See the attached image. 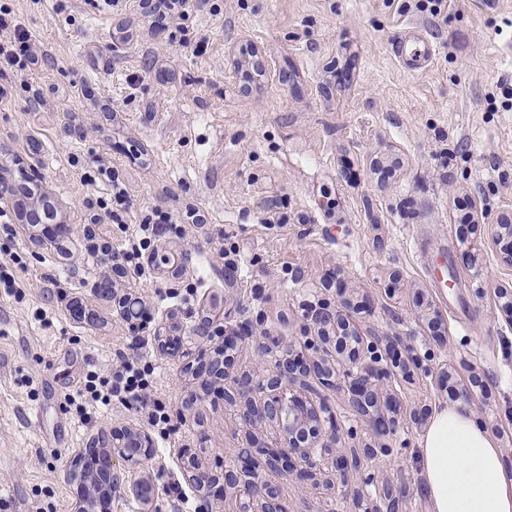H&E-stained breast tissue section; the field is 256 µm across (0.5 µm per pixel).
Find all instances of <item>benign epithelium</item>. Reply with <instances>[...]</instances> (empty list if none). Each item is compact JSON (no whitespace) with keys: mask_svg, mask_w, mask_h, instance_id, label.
<instances>
[{"mask_svg":"<svg viewBox=\"0 0 512 512\" xmlns=\"http://www.w3.org/2000/svg\"><path fill=\"white\" fill-rule=\"evenodd\" d=\"M0 201L19 205L29 221L42 223L39 213L40 201L17 200L18 181H34L37 168L13 153L7 144L0 145ZM75 235V227L64 220L43 223L36 238L42 245L54 247ZM193 253L182 249L163 258V264L172 274L189 267ZM310 320L317 328L314 340L306 341L309 349H319L334 343L347 350L354 364L348 371L353 392V407L360 415L369 414L368 404L374 402V382L384 374L381 367L383 356L378 343L369 336L359 335L351 318L350 304L343 301L340 306L316 308ZM194 335L205 342L214 337L224 338V351L213 356L203 354L204 373L213 382H224V400L234 402L249 399L256 390L270 393L260 407L251 406L245 420L253 424L270 420L278 424L279 435L275 446L269 448H238L236 461L224 467V495L234 497L233 512H288V506L280 498L273 478L292 474L302 488L320 485L319 475L331 471L336 477V486L344 495L361 493L360 487L348 482V475L359 473L361 484L372 483V476L361 473V464L350 448L337 447L339 429L331 424L324 427L321 420L322 407L316 405L311 392L312 380L325 388L336 387V371L322 357H305L290 352L275 364L267 383L254 382L251 375L238 373L228 377L234 365V357L227 353L230 346L248 338V335L231 336L221 326L214 325L209 316L201 317L193 326ZM482 387L480 377L473 375L469 383L457 388L456 398L465 405L474 402V389ZM152 437L138 429L129 428L123 433H106L92 448H86L78 458L84 460L81 469H70L67 479L77 486L76 512H111L112 497L131 494L142 501H149L153 485L138 476L141 462L154 452Z\"/></svg>","mask_w":512,"mask_h":512,"instance_id":"benign-epithelium-1","label":"benign epithelium"}]
</instances>
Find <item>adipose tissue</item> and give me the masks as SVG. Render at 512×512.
<instances>
[{"label": "adipose tissue", "instance_id": "obj_1", "mask_svg": "<svg viewBox=\"0 0 512 512\" xmlns=\"http://www.w3.org/2000/svg\"><path fill=\"white\" fill-rule=\"evenodd\" d=\"M419 462L431 512H512V470L490 431L466 409L435 413Z\"/></svg>", "mask_w": 512, "mask_h": 512}]
</instances>
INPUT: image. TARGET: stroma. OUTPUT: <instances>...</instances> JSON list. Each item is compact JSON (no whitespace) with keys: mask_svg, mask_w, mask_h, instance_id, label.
<instances>
[{"mask_svg":"<svg viewBox=\"0 0 512 512\" xmlns=\"http://www.w3.org/2000/svg\"><path fill=\"white\" fill-rule=\"evenodd\" d=\"M1 4L40 63L0 97V140L36 163L77 234L63 253L22 225L0 231V261L23 283L0 290V512H75L66 473L78 449L124 428L154 437L139 467L154 493L113 499L112 512H226L219 488L186 486L184 503L170 493L186 450L218 478L231 449L267 444L274 430L245 424L247 404L185 371L204 344L192 327L205 312L252 328L236 368L261 382L315 336L310 310L344 299L361 335L422 361L414 374L394 372L379 396L377 411L399 426L388 454L365 458L375 482L363 498L288 476L279 485L290 512H370L381 487L403 512H430L416 457L423 432L409 415L456 406L434 380L447 368L481 376L476 417L512 450V313L499 297L512 289V263L490 225L512 212V106L500 103L512 89V0H443L435 16L418 0H199L161 26L143 0H118L108 14L85 0ZM409 28L436 46L420 72L393 51ZM100 158L131 195L119 223L98 204L101 186L85 181ZM159 211L176 222L164 246L194 253L186 270L163 272L147 250L117 274L93 263L87 225L117 250ZM230 248L241 259L233 273L220 256ZM448 269L457 285L434 288L435 271ZM108 278L136 298L132 315L95 293ZM434 314L439 342L426 324ZM165 316L181 327L176 356L151 334ZM131 352L154 369L167 435L145 410L115 403L84 419L70 402L87 372L111 379ZM320 394L341 447H375L348 384Z\"/></svg>","mask_w":512,"mask_h":512,"instance_id":"1","label":"stroma"}]
</instances>
